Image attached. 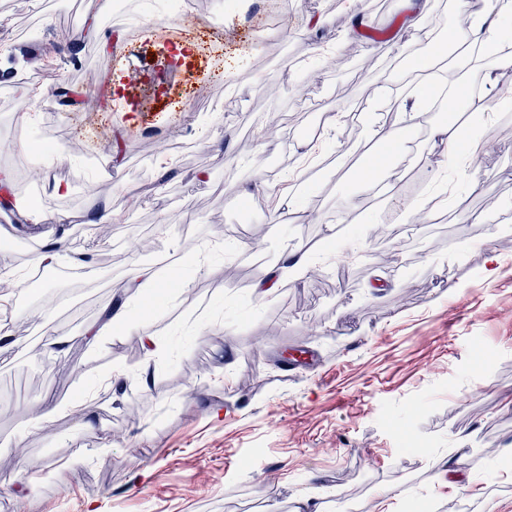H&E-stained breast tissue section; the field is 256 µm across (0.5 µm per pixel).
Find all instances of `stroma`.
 Listing matches in <instances>:
<instances>
[{"label":"stroma","mask_w":512,"mask_h":512,"mask_svg":"<svg viewBox=\"0 0 512 512\" xmlns=\"http://www.w3.org/2000/svg\"><path fill=\"white\" fill-rule=\"evenodd\" d=\"M89 2L0 0V87L37 66L69 97L31 128L0 108V142L63 146L0 203L33 190L68 218L40 236L18 217L16 236L0 239V272L32 271L49 246L61 266L107 272L88 290L57 274L11 290L10 329L29 349L0 351V512H293L302 497L322 512H512V131L498 102L512 65L482 66L489 147L473 158L468 139L446 147L431 129L448 118L431 114L410 131L403 169L373 192L357 180L381 148L366 119L409 101L397 62L439 57L418 47L404 0H195L211 26L185 61L123 17L97 19L89 35ZM357 14L373 34L354 29ZM261 57L284 78L274 90ZM298 58L315 78L290 77ZM129 70L140 77L131 112L97 96L101 79ZM228 86L239 102L204 128ZM94 98L100 110L87 111ZM330 115L336 149L315 152L302 130ZM177 146L189 152L173 176L138 178L142 158ZM88 153L102 170H86ZM405 173L434 202L393 241L383 227ZM56 180L87 189L58 197ZM291 194L304 199L298 223L281 216ZM105 208L103 236L85 218ZM299 246L324 263L258 293ZM135 265L161 267L164 298L133 297ZM120 299L147 316L93 340ZM46 319L63 352L43 347ZM302 348L315 366H287ZM113 370L122 389L99 397ZM46 397L57 412L35 423Z\"/></svg>","instance_id":"stroma-1"}]
</instances>
